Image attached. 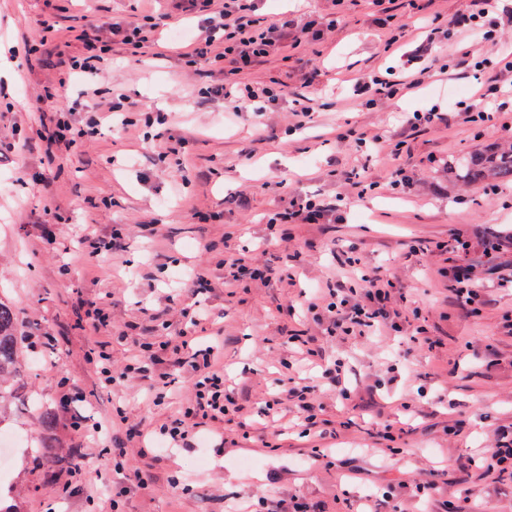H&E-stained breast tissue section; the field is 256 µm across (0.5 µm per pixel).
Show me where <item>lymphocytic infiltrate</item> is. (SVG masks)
I'll return each instance as SVG.
<instances>
[{
	"instance_id": "obj_1",
	"label": "lymphocytic infiltrate",
	"mask_w": 512,
	"mask_h": 512,
	"mask_svg": "<svg viewBox=\"0 0 512 512\" xmlns=\"http://www.w3.org/2000/svg\"><path fill=\"white\" fill-rule=\"evenodd\" d=\"M471 2L469 13L454 19V27L464 31L473 41L496 44L498 24L489 17L494 0ZM245 9L242 0H224L223 10L209 17L205 35L193 48L189 60L199 65L212 64L215 61L214 50L223 47L224 57L235 61L236 66L226 74L223 84L214 87V95L233 99L235 111L263 112L277 101V92L270 88L255 89L242 81L239 70L268 54L276 28L244 19ZM456 65L473 72L480 82L469 102L460 109L464 122L477 127L487 126L496 112L502 110L503 100L512 99V82L507 79L508 74L512 73V51L499 47L493 59L467 51ZM456 250L465 262L453 266L451 290L458 305L475 315L480 310L482 299L472 277L475 264L468 258L471 244L463 239L457 240ZM207 286L204 274H196L191 279L188 288L194 301L181 311L187 325L178 330L175 340L159 344L140 342L138 356L132 363L119 369L113 367L107 345H99L97 351L90 355L89 362L100 387L104 389L127 382L135 376H146L152 364L158 368L157 378L160 382H167L174 369L186 374L189 379L190 398L178 415L161 425L158 431L146 430L141 425L128 423L126 417H119L118 423L124 426L128 442L144 446L149 438L157 434L163 437L168 447L188 448L199 428L238 412L235 399L224 388V367L218 361L217 346L190 333L191 328L208 318L209 312L201 298ZM393 288V282L381 273L365 272L355 288L344 287L339 280L326 282L324 288L316 293L315 304L324 310L333 328L343 335L365 336L387 328L397 332L401 326L389 308Z\"/></svg>"
}]
</instances>
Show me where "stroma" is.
<instances>
[{"label":"stroma","instance_id":"1","mask_svg":"<svg viewBox=\"0 0 512 512\" xmlns=\"http://www.w3.org/2000/svg\"><path fill=\"white\" fill-rule=\"evenodd\" d=\"M417 2L413 15L406 0H249V19L295 21L243 73L254 87L280 93L257 116L232 114L219 97L202 99L200 88L223 83L229 62L206 75L181 52L224 0L205 11L188 0H0V65L9 70L0 76V298L15 307L22 337L19 390L5 427L29 441L9 474L24 512H249L261 497L268 512H287L297 499L312 512L512 506V475L494 480L470 464L512 427V183L494 196L448 177L459 157L512 146V112L491 128L453 119L409 124L415 110L468 100L477 87L469 73L422 77L412 93L371 107L353 94L357 80L390 66L418 73L426 23L447 24L471 6ZM151 18L154 45L141 54L115 46L89 79L96 94L82 97L75 114L83 119L120 94L131 126L107 117L100 135L75 150L52 145L51 118L61 108L54 94L64 81L79 89L68 60L81 54L83 38L111 20ZM390 33L399 40L392 53ZM300 94L312 112L301 129ZM376 135L381 144L360 147L359 138ZM399 169L410 193L390 187ZM307 198L335 210L317 224L269 227L268 215ZM87 224L120 230L122 251L79 253ZM459 237L472 243L484 302L476 316L465 315L448 289ZM348 252L360 268L390 275L402 324L422 316L440 347L419 346L405 332L327 334L307 300ZM229 254L274 267L291 255L294 279L228 295L218 262ZM203 269L215 286L205 333L219 346L224 385L241 412L223 428L199 430L192 448L172 452L158 440L152 454L128 453L158 477L132 490L100 438L66 429L61 402L79 392L81 414L106 422L120 407L149 430L177 415L189 396L184 376L175 375L156 406L139 378L100 388L88 356L106 341L121 366L139 341L154 339L155 315L181 325L187 282ZM88 299L110 308V326L85 318ZM293 333L308 338L317 362L295 353ZM337 358L348 368L347 400L328 390L324 370ZM290 380L324 388L321 436H303L293 405H283L278 420L268 417L267 403L282 398ZM388 423L402 433L382 451ZM46 436L60 455L83 450L81 476L34 461L31 449ZM315 447L330 465L312 459ZM419 483L428 493L417 494Z\"/></svg>","mask_w":512,"mask_h":512}]
</instances>
